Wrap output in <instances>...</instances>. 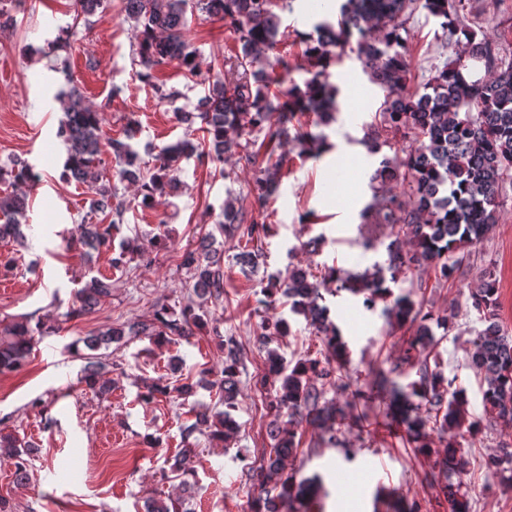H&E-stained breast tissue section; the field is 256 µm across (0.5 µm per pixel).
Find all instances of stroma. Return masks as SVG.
<instances>
[{
  "label": "stroma",
  "mask_w": 512,
  "mask_h": 512,
  "mask_svg": "<svg viewBox=\"0 0 512 512\" xmlns=\"http://www.w3.org/2000/svg\"><path fill=\"white\" fill-rule=\"evenodd\" d=\"M474 5L469 24L478 37L512 49V0H474ZM73 15L72 0H0V19L6 22L0 28V166L19 158L39 177L29 193L27 245L0 244V323L26 314L60 319L58 331L34 345L23 369L0 375V431L33 445L26 485L14 484L9 460L0 459V497L9 500L12 512H144L148 500L180 497L182 478L170 462L183 446L181 427L193 420V408L217 405L215 390L198 386L197 380L204 369L210 379L220 378L219 343L230 339L240 348L239 428L223 448L204 438L196 442L190 507L192 512H250L248 502L257 492L253 470L268 457L273 420L253 384L254 375L265 369L266 351L258 341L263 317L290 316L293 333L276 346L286 359L325 355L320 338L303 317L291 315L286 299L270 307L260 304L259 281L291 265L361 271L384 261V249H363L360 235L361 213L373 202L370 177L380 162L368 154L362 138L383 93L364 74L353 45L337 48L329 72L340 89V114L326 130L333 149L305 161L288 155L279 190L268 204L276 234L265 241L263 263L254 270L241 265L236 260L241 245L225 238L224 297L207 304L206 326L187 340L157 343L127 336L111 344L104 351L108 367L103 375L111 389L98 395L81 383L84 362L68 354L66 345L110 327L150 320L163 306L179 313L194 298L178 266L180 251L215 231L225 200L250 208L253 172L234 157L221 163L182 162L177 194L148 208L140 205L134 185L114 181L126 204L121 238L142 244L160 228L169 235L167 250L135 258L126 272L113 269L109 249L87 255L69 245L74 225L96 224L101 217L90 210L87 187L63 175L65 153L56 137L63 112L55 93L77 86L99 110L107 137L122 136L128 119H135L140 131L132 145L148 162L185 135L175 110L193 111L208 88L204 81H187L174 61L155 68L154 84L139 79L134 22L124 0H104L102 14L86 22L74 23ZM335 15L334 0H294L292 10L281 14L274 56L300 60L303 38L314 23ZM69 24L74 27L69 51L42 55L59 27ZM406 28L414 55L408 86L415 90L430 80L434 65L445 61L449 50L424 12H415ZM186 35L206 63L223 62L238 51L232 29L197 12L187 16ZM160 85L179 89L181 98L173 104L161 101ZM500 203L490 239L472 256L474 272L452 287L424 288L414 296L423 311L452 315L434 359L446 377H458L477 416L483 411L480 379L467 363L468 340L478 326L469 300L475 271H491L497 279L499 322L512 333V184L501 190ZM320 234L327 239L321 253L301 249V242ZM90 271L111 279V299L91 315L65 319L73 289ZM325 303L347 344L351 376L349 391L327 388L325 400L362 417L364 426L342 429L332 446L321 430L303 426L294 461L300 476L323 475V512H393L394 498L418 503L420 512H447L433 482L432 459L380 427L388 398L365 382L368 372L403 368L402 331H389L380 311L366 310L361 298L348 292L326 293ZM162 376L173 383L188 379L196 389L185 398L173 393L141 404L139 393ZM505 443L512 444V425L500 419L465 441L469 464L461 479L470 512H512V487L482 467Z\"/></svg>",
  "instance_id": "1"
}]
</instances>
